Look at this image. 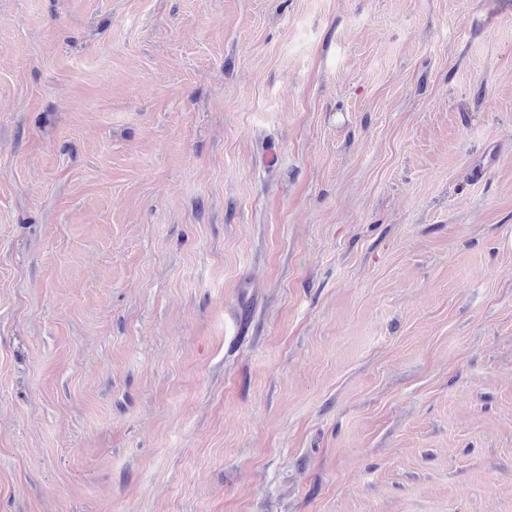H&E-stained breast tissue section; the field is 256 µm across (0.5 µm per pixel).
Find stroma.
<instances>
[{"mask_svg": "<svg viewBox=\"0 0 512 512\" xmlns=\"http://www.w3.org/2000/svg\"><path fill=\"white\" fill-rule=\"evenodd\" d=\"M0 512H512V5L0 0Z\"/></svg>", "mask_w": 512, "mask_h": 512, "instance_id": "obj_1", "label": "stroma"}]
</instances>
